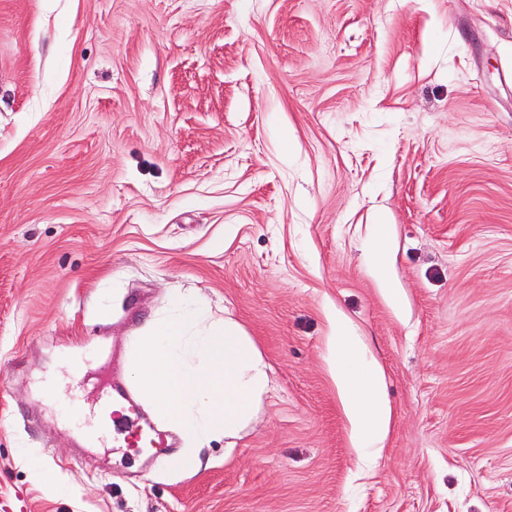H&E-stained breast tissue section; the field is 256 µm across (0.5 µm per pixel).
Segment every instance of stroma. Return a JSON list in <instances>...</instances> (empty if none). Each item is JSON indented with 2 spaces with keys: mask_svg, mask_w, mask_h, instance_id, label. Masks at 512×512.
<instances>
[{
  "mask_svg": "<svg viewBox=\"0 0 512 512\" xmlns=\"http://www.w3.org/2000/svg\"><path fill=\"white\" fill-rule=\"evenodd\" d=\"M174 292L270 391L163 479L173 451L83 436ZM338 313L385 370L379 450ZM65 348L94 365L53 399ZM0 512H512V0H0ZM356 448H382L392 421L386 398L384 369L367 358L365 348L351 336L345 320L336 316L327 358Z\"/></svg>",
  "mask_w": 512,
  "mask_h": 512,
  "instance_id": "35a3bbf8",
  "label": "stroma"
}]
</instances>
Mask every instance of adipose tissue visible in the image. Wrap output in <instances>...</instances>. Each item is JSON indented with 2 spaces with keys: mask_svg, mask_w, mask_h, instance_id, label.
Listing matches in <instances>:
<instances>
[{
  "mask_svg": "<svg viewBox=\"0 0 512 512\" xmlns=\"http://www.w3.org/2000/svg\"><path fill=\"white\" fill-rule=\"evenodd\" d=\"M351 439L357 448H380L388 436L392 407L386 398L384 369L367 357L344 319H337L327 358Z\"/></svg>",
  "mask_w": 512,
  "mask_h": 512,
  "instance_id": "obj_1",
  "label": "adipose tissue"
}]
</instances>
